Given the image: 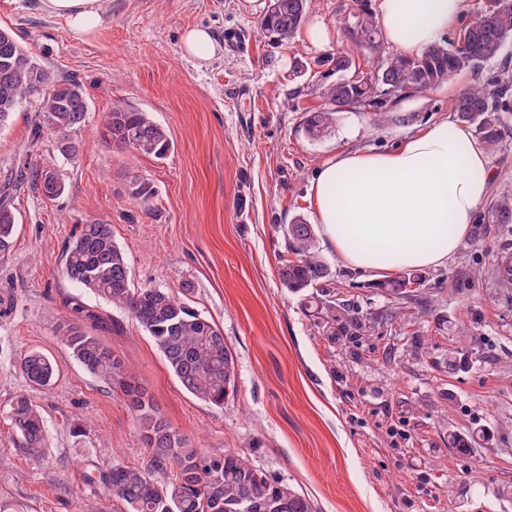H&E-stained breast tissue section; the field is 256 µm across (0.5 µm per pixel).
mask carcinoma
<instances>
[{
	"instance_id": "1",
	"label": "carcinoma",
	"mask_w": 512,
	"mask_h": 512,
	"mask_svg": "<svg viewBox=\"0 0 512 512\" xmlns=\"http://www.w3.org/2000/svg\"><path fill=\"white\" fill-rule=\"evenodd\" d=\"M312 0H272L260 26L280 41H288L305 23ZM340 24L348 44L317 61L329 64L338 74L336 81L323 87V106L306 113L304 130L311 139H320L336 122V114L348 109L369 107L378 123L405 124L411 117L394 111L396 104L412 94L442 85H451L464 73H475L498 58L512 40V0H492V5L463 26L455 40L427 47L414 58L392 56L382 60L377 70H360V55L383 51L369 0H349L342 5ZM491 92L473 84L458 94L452 108L459 121L475 126L491 149L503 139L508 124L505 113L512 110L503 100L512 86V72L503 67ZM76 91L67 89V86ZM38 102V115L32 128L31 143L48 133L56 139L64 156L78 151L72 133L84 127L88 102L81 85L72 80H56L40 61L26 50L8 30L0 29V127L9 123L20 104ZM103 137L118 150H126L158 160L166 158L172 143L166 130L146 112L113 104L105 116ZM29 170L23 178L0 186V248L5 249L15 233L16 218L11 204L14 194L34 186L48 191L49 171L21 164ZM129 194L144 212L154 207L152 183L138 175L130 179ZM492 222L512 223V197H503L492 206ZM287 256L281 259L279 279L283 287L300 298L301 306L313 318L319 333L334 341H359L374 335L380 324H390L409 305L422 302L428 294L426 276L407 270L383 281L377 288L395 311L373 316L363 311L354 298L336 296L330 267L316 246L314 226L302 215L281 225ZM495 272L504 284H512V253L507 249L496 256ZM63 273L73 283L125 309L153 339L182 387L195 397L215 406L234 393L237 370L235 357L219 327L202 317L190 304L191 284H185L183 297L158 287L131 285L126 257L112 237L111 225L84 224L63 252ZM72 310L78 321L59 325L61 336L73 357L91 374L120 389L123 402L149 449L144 465L112 466L102 482L125 512H316L315 505L293 486L257 469L249 456L227 450L214 457L198 448L160 414L147 389L127 376V368L99 337L87 332L81 323L94 325L103 317L76 303ZM20 369L28 381L40 387L50 384L54 363L38 351L25 355ZM10 426L25 451L35 457L46 444L43 416L30 399H16L8 412ZM478 435H454V447L471 455ZM165 475L160 482L156 475Z\"/></svg>"
}]
</instances>
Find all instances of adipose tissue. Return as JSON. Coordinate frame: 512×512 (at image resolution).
Returning <instances> with one entry per match:
<instances>
[{
	"mask_svg": "<svg viewBox=\"0 0 512 512\" xmlns=\"http://www.w3.org/2000/svg\"><path fill=\"white\" fill-rule=\"evenodd\" d=\"M466 0H373L388 44L419 56L441 42ZM104 0H39L40 10L87 33ZM489 157L481 141L441 119L395 149L349 151L329 160L311 186L323 237L350 268L382 274L444 265L488 195Z\"/></svg>",
	"mask_w": 512,
	"mask_h": 512,
	"instance_id": "1",
	"label": "adipose tissue"
}]
</instances>
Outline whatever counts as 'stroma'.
I'll return each instance as SVG.
<instances>
[{
  "instance_id": "obj_1",
  "label": "stroma",
  "mask_w": 512,
  "mask_h": 512,
  "mask_svg": "<svg viewBox=\"0 0 512 512\" xmlns=\"http://www.w3.org/2000/svg\"><path fill=\"white\" fill-rule=\"evenodd\" d=\"M345 0H315L290 41L259 28L246 0H104L102 24L72 31L40 11L37 0H0V29L59 79L82 83L89 114L73 158L52 137L31 146L35 103L0 130V183L22 155L55 171L64 194L51 200L25 190L14 201L17 226L0 250V512H120L99 478L115 463L145 462L134 421L114 385L89 374L58 335L73 303L100 314L93 328L152 395L162 416L204 452L247 449L255 466L294 486L317 512H512V290L492 273L512 224H494L491 199L512 196V132L491 149L489 199L473 217L487 232L460 242L448 262L427 270L438 300L395 328L355 344L330 342L280 283L282 224L313 218L310 188L343 151L388 150L431 122L455 120L459 89L489 84L512 66V40L479 74L401 100L411 124L375 125L370 111L338 113L330 135L303 129L321 106L323 78L307 64L346 44L337 20ZM331 34L319 47L309 27ZM216 40L229 30L247 49L229 48L199 64L181 46L191 26ZM250 89L242 97L241 89ZM147 112L174 143L163 161L118 151L101 128L115 100ZM148 178L154 207L142 212L128 193L132 175ZM112 226L134 286L181 294L222 330L237 365V391L223 407L186 393L150 336L123 309L77 287L62 273V252L79 227ZM337 292L362 310L388 302L373 273L348 269L321 247ZM38 350L56 373L30 385L20 359ZM462 359L449 373L448 355ZM28 396L41 409L47 446L34 458L18 447L6 418ZM86 433L75 437L73 421ZM489 428L488 447L461 460L451 437ZM260 447H250L252 439Z\"/></svg>"
}]
</instances>
